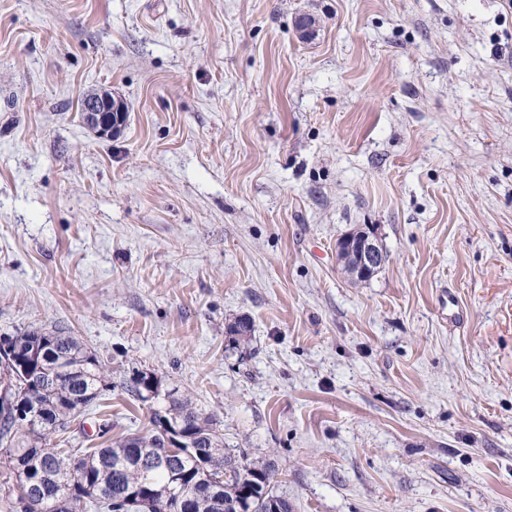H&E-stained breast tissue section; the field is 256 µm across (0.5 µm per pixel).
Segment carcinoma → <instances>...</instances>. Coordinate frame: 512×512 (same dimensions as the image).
<instances>
[{
    "label": "carcinoma",
    "instance_id": "cac0c4a2",
    "mask_svg": "<svg viewBox=\"0 0 512 512\" xmlns=\"http://www.w3.org/2000/svg\"><path fill=\"white\" fill-rule=\"evenodd\" d=\"M16 364L10 381L24 383L20 367L43 370L59 378L42 386L31 380V401L45 418L0 421V455L19 482L20 512H33L37 501L50 505L55 496L70 504L67 512H176L177 492L191 496L182 512H236L235 504L251 491L249 512H271L288 500L274 491L273 461H242L224 448V437L213 419L199 411L191 398L172 389L164 407L152 411L155 433L122 436L103 448L83 453L49 446L51 437L67 431L71 419L92 405L87 394L107 388L106 364L91 361L88 348L62 328L36 329L8 337ZM182 427L192 447L183 456H168L162 421Z\"/></svg>",
    "mask_w": 512,
    "mask_h": 512
}]
</instances>
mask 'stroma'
Returning <instances> with one entry per match:
<instances>
[{"label":"stroma","instance_id":"35a3bbf8","mask_svg":"<svg viewBox=\"0 0 512 512\" xmlns=\"http://www.w3.org/2000/svg\"><path fill=\"white\" fill-rule=\"evenodd\" d=\"M55 326L73 447L151 372L292 512H512V0H0V336ZM82 114L86 123L101 135L113 134L122 124L124 109L116 106L107 94L84 99ZM337 252L346 255L353 274L372 277L384 264L385 255L366 232H349L339 238Z\"/></svg>","mask_w":512,"mask_h":512}]
</instances>
